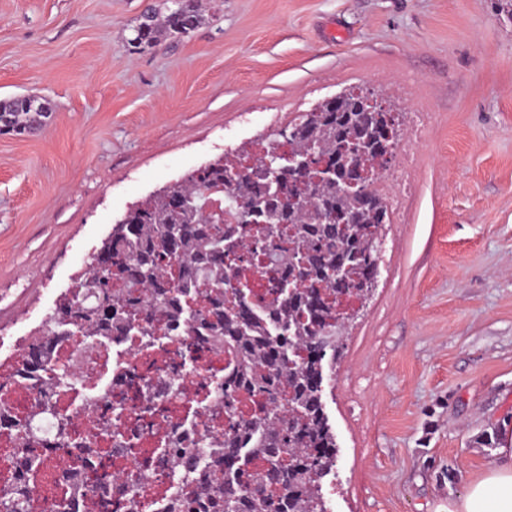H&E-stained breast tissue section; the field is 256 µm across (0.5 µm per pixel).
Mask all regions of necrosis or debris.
Instances as JSON below:
<instances>
[{"instance_id":"necrosis-or-debris-1","label":"necrosis or debris","mask_w":512,"mask_h":512,"mask_svg":"<svg viewBox=\"0 0 512 512\" xmlns=\"http://www.w3.org/2000/svg\"><path fill=\"white\" fill-rule=\"evenodd\" d=\"M142 328L138 321L93 337L76 322L46 316L32 334L0 337V487L26 483L27 512H173V504L192 497V478L181 466H145L141 452L173 435L182 447L197 448L198 466L211 463L212 449L195 440L228 428L226 420L212 419L211 409L224 400L233 357L183 320L156 325L148 339ZM36 333L50 338L53 350L46 364L33 367L26 350ZM45 392L56 416L37 422L34 452L44 474L30 483L26 457L16 450L17 426ZM60 419L68 421L74 447L98 454L95 468L77 482L70 479L73 458L57 436ZM100 480L110 489L104 501L86 492Z\"/></svg>"}]
</instances>
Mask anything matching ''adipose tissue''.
I'll return each mask as SVG.
<instances>
[{"label": "adipose tissue", "mask_w": 512, "mask_h": 512, "mask_svg": "<svg viewBox=\"0 0 512 512\" xmlns=\"http://www.w3.org/2000/svg\"><path fill=\"white\" fill-rule=\"evenodd\" d=\"M443 512H512V433L497 448L496 460L473 479Z\"/></svg>", "instance_id": "ef3b65f1"}]
</instances>
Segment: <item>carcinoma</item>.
<instances>
[{
  "label": "carcinoma",
  "instance_id": "1",
  "mask_svg": "<svg viewBox=\"0 0 512 512\" xmlns=\"http://www.w3.org/2000/svg\"><path fill=\"white\" fill-rule=\"evenodd\" d=\"M203 22L199 3L188 11L167 8L152 14L147 28L137 25L127 46L154 48L168 37L186 35ZM33 114L20 96L0 101V132L34 131ZM289 139L297 156L332 168L325 181H305L282 159L277 174L262 170L238 180L231 202L245 201L265 222L256 234L209 223L199 186L218 187L236 159L214 163L152 193L129 208L112 226L90 267L96 294L111 305L87 303L84 294L63 295L55 314L75 319L88 336H110L131 324L143 306L133 289L147 291L149 306L165 317H192L214 342L231 346L239 384L254 394L255 411L239 432L224 438V462L245 465L224 482L201 487L202 512H327L321 478L336 466L338 448L320 392L325 366L336 364L347 323L367 299L370 270L377 266V230L388 223L386 205L368 191L357 194L348 181L369 183L388 146L399 139L394 112H367L352 91L331 98L294 123ZM289 193L294 202L280 194ZM254 247L243 250V237ZM275 261L288 278L274 279L265 319L253 315L240 296L224 294L227 269ZM201 273L212 290L194 309L184 298L196 283L173 274ZM52 342L31 346L28 359L42 364ZM0 512H25L22 488L0 491Z\"/></svg>",
  "mask_w": 512,
  "mask_h": 512
}]
</instances>
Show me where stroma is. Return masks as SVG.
Here are the masks:
<instances>
[{"label": "stroma", "instance_id": "obj_1", "mask_svg": "<svg viewBox=\"0 0 512 512\" xmlns=\"http://www.w3.org/2000/svg\"><path fill=\"white\" fill-rule=\"evenodd\" d=\"M166 0H0V100L51 116L0 134V328L52 312L151 191L356 88L411 127V190L322 399L332 512H435L512 429V0H212L131 51ZM193 1L195 3L187 12L168 7L163 15L156 12L152 14L151 22L146 29L142 28L141 23L133 27L132 37L127 39V46L130 50H145L156 47L165 38L188 34L204 20L199 9V0Z\"/></svg>", "mask_w": 512, "mask_h": 512}]
</instances>
